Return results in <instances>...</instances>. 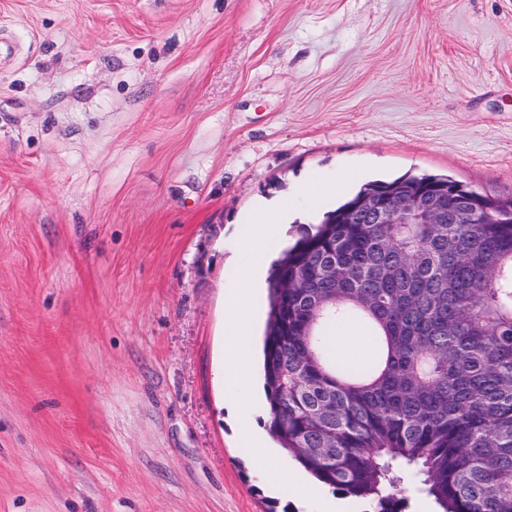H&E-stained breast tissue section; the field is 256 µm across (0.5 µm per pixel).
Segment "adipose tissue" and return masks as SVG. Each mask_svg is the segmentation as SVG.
<instances>
[{
    "label": "adipose tissue",
    "instance_id": "obj_1",
    "mask_svg": "<svg viewBox=\"0 0 512 512\" xmlns=\"http://www.w3.org/2000/svg\"><path fill=\"white\" fill-rule=\"evenodd\" d=\"M256 210L263 216L264 222L255 229L249 248L239 250L233 257L239 271V286L227 300L224 330L225 345L230 352L225 361V377L228 382L249 385L255 380V369L244 351L253 342L271 264L263 243L267 237L279 235L288 223V211L283 205L262 200L257 203ZM254 402V395L248 392L230 399L239 432L253 450L254 465L266 472L269 484L275 491L307 498L315 495L319 490L318 485L277 459L267 436L254 427Z\"/></svg>",
    "mask_w": 512,
    "mask_h": 512
}]
</instances>
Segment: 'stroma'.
<instances>
[{
  "label": "stroma",
  "mask_w": 512,
  "mask_h": 512,
  "mask_svg": "<svg viewBox=\"0 0 512 512\" xmlns=\"http://www.w3.org/2000/svg\"><path fill=\"white\" fill-rule=\"evenodd\" d=\"M360 182L512 199V0H0V512L293 500L228 405L231 254Z\"/></svg>",
  "instance_id": "1"
}]
</instances>
